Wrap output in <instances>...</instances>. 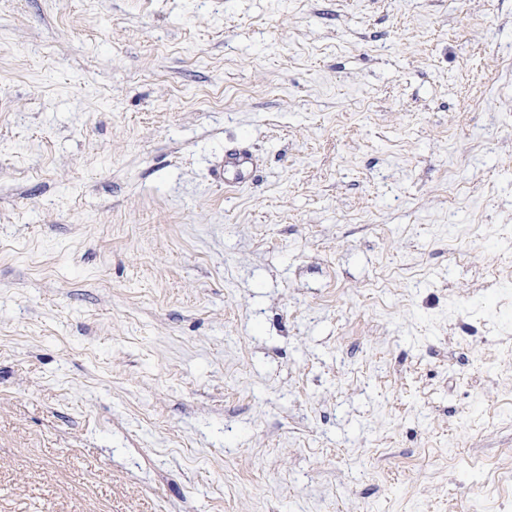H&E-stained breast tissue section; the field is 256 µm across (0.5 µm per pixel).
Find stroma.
Wrapping results in <instances>:
<instances>
[{"label": "stroma", "mask_w": 512, "mask_h": 512, "mask_svg": "<svg viewBox=\"0 0 512 512\" xmlns=\"http://www.w3.org/2000/svg\"><path fill=\"white\" fill-rule=\"evenodd\" d=\"M511 269L512 0H0V512H512ZM257 166V160L251 155L231 151L224 154V167L221 166L214 174V179L224 182L225 188H237L243 183H248L253 169Z\"/></svg>", "instance_id": "1"}]
</instances>
